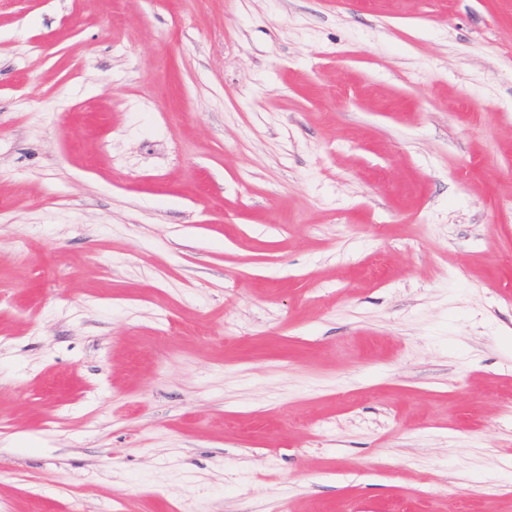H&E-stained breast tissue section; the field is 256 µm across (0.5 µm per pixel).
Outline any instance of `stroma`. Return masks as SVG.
Listing matches in <instances>:
<instances>
[{"instance_id": "1", "label": "stroma", "mask_w": 512, "mask_h": 512, "mask_svg": "<svg viewBox=\"0 0 512 512\" xmlns=\"http://www.w3.org/2000/svg\"><path fill=\"white\" fill-rule=\"evenodd\" d=\"M512 512V0H0V512Z\"/></svg>"}]
</instances>
